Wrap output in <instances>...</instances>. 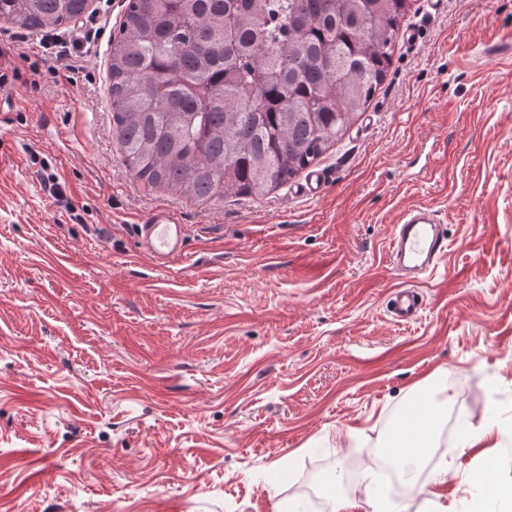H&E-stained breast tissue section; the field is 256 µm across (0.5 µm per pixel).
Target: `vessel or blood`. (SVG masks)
Instances as JSON below:
<instances>
[{
    "label": "vessel or blood",
    "instance_id": "vessel-or-blood-1",
    "mask_svg": "<svg viewBox=\"0 0 512 512\" xmlns=\"http://www.w3.org/2000/svg\"><path fill=\"white\" fill-rule=\"evenodd\" d=\"M491 63L512 61V38L503 37L483 49ZM440 222L435 211L426 205H413L404 209L394 227L388 243L391 269L400 280L393 289L389 312L398 321L418 319L422 309L419 294L410 289L409 279L436 268L448 251V241L439 232ZM141 250L157 266H165L178 257L184 248L185 228L178 215L171 210L157 209L137 227Z\"/></svg>",
    "mask_w": 512,
    "mask_h": 512
}]
</instances>
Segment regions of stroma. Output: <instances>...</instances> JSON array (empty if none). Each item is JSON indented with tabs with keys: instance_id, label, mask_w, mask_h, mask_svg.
Wrapping results in <instances>:
<instances>
[{
	"instance_id": "1",
	"label": "stroma",
	"mask_w": 512,
	"mask_h": 512,
	"mask_svg": "<svg viewBox=\"0 0 512 512\" xmlns=\"http://www.w3.org/2000/svg\"><path fill=\"white\" fill-rule=\"evenodd\" d=\"M124 9L91 0L72 71L0 23V70L19 71L0 88V512H277L333 473L363 504L434 382L436 445L391 499L474 512L464 474L512 483V71L476 61L512 36V0H413L418 37L315 162L319 195L299 175L208 202L123 163L108 66ZM415 204L439 211L448 254L401 324L387 243ZM159 208L186 229L167 268L136 238Z\"/></svg>"
}]
</instances>
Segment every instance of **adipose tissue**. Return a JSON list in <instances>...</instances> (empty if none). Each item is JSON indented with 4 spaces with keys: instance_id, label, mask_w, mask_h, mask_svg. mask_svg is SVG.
<instances>
[{
    "instance_id": "obj_1",
    "label": "adipose tissue",
    "mask_w": 512,
    "mask_h": 512,
    "mask_svg": "<svg viewBox=\"0 0 512 512\" xmlns=\"http://www.w3.org/2000/svg\"><path fill=\"white\" fill-rule=\"evenodd\" d=\"M438 425V414L428 399L417 400L406 408L398 443L390 448L389 454L396 464L407 470L408 484H416V475L410 474L408 467L423 460L431 446Z\"/></svg>"
}]
</instances>
